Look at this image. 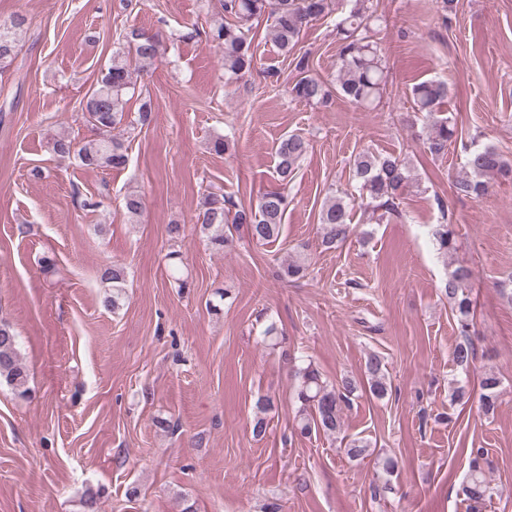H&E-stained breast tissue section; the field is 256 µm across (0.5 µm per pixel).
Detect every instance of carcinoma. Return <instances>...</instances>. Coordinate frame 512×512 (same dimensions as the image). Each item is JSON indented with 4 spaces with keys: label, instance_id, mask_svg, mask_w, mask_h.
Listing matches in <instances>:
<instances>
[{
    "label": "carcinoma",
    "instance_id": "cac0c4a2",
    "mask_svg": "<svg viewBox=\"0 0 512 512\" xmlns=\"http://www.w3.org/2000/svg\"><path fill=\"white\" fill-rule=\"evenodd\" d=\"M223 17L205 33L206 38L224 48V73L242 76L255 65V54L250 37L251 22L264 14L272 19V35L279 48L286 54L293 51L301 31L309 23L331 11V0H220ZM350 10L338 16L335 29L339 39L338 75L336 91L357 106L368 107L379 101L386 84V71L381 48L370 36L371 22L376 20L369 6L370 0H350ZM17 18L11 26L0 25V69L11 64L16 55V40L12 29L23 24ZM133 55L119 50L112 55L109 66L102 72L97 86L88 95L84 112L87 122L95 130V136L81 144L57 137L52 141V151L60 160L76 159L86 168H122L128 162L124 144L112 131L121 122L125 105L124 97L137 82V73L144 62L156 59L162 50L159 34L133 32L128 36ZM295 69L299 77L289 88L291 96L313 105H326L330 93L326 83L311 75L309 58L295 57ZM415 111L427 121L428 134L425 148L430 155L442 157L448 153V144L458 140L456 124L441 114V105L448 98V83L430 79L415 85L412 90ZM311 149L310 141L299 134L282 137L276 144V175L279 188L264 193L256 207H244L232 198L210 193L198 206L196 226L205 234L211 249L216 253L232 240L231 229L246 226L248 234L257 242L277 240L288 209L286 189ZM467 154V172L454 182L455 191L461 195L480 199L491 188V180L497 175L512 173V167L502 159L492 146L463 145ZM353 176L361 183V205L366 209L395 210L396 200L413 183L406 163L393 155H375L369 151L358 153L352 161ZM123 206L132 217L139 216L144 200L137 191L128 192ZM353 204L342 197H328L319 213L321 243L330 249L346 242L354 233L351 224ZM455 232L449 224H439L434 232L440 253L446 255L453 249ZM305 262L288 261L281 265L280 276L299 279L305 276ZM472 271L460 266L448 275L441 292L448 297L458 334L465 342L453 351L456 366L466 369L474 359L475 351L466 341L471 335L473 302L468 292ZM101 279L112 284V295L103 300L106 308H119L125 294L126 272L117 264L101 270ZM296 381L294 421L296 430L303 437L324 433L334 435L343 427L344 410L352 403L359 389L355 379L343 378L333 385L323 380L322 374L310 360L293 366ZM365 374L369 392L384 398L390 390L384 358L372 353L365 362ZM17 388L24 386L27 370L18 351L17 335L9 326L0 324V380ZM500 380L491 373L480 381V402L485 413L497 407ZM273 407L269 396L256 400L258 416L253 421L252 432L256 437L266 433L268 421L263 417ZM343 452L350 458L364 459L370 456V443L352 439L345 443ZM474 458L462 485L465 499L482 503L493 497L494 488L487 480L479 460L484 449L472 450Z\"/></svg>",
    "mask_w": 512,
    "mask_h": 512
}]
</instances>
